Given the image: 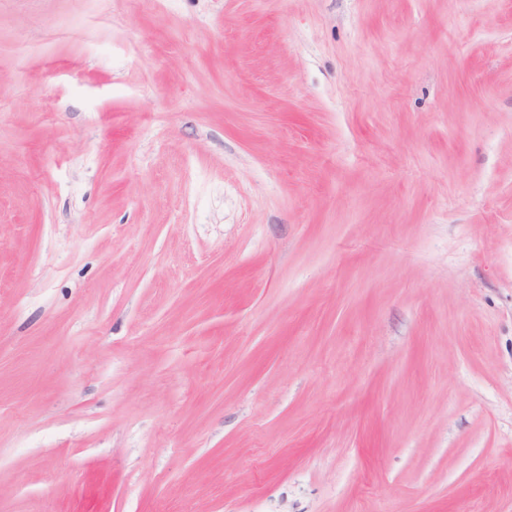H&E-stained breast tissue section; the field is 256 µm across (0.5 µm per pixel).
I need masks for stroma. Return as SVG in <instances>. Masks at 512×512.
Masks as SVG:
<instances>
[{
    "label": "stroma",
    "mask_w": 512,
    "mask_h": 512,
    "mask_svg": "<svg viewBox=\"0 0 512 512\" xmlns=\"http://www.w3.org/2000/svg\"><path fill=\"white\" fill-rule=\"evenodd\" d=\"M0 512H512V0H0Z\"/></svg>",
    "instance_id": "stroma-1"
}]
</instances>
